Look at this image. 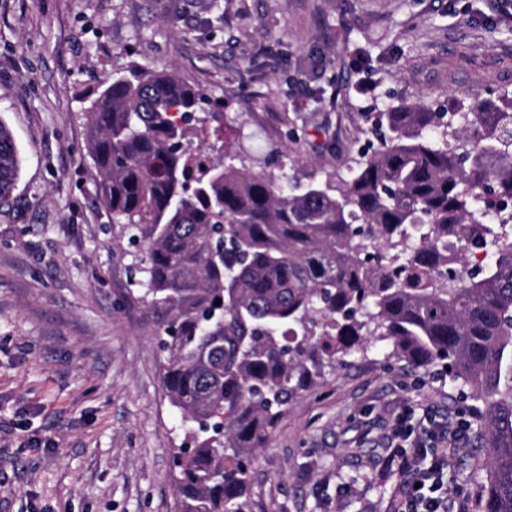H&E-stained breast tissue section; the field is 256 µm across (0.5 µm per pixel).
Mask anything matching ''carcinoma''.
Returning <instances> with one entry per match:
<instances>
[{"label":"carcinoma","mask_w":512,"mask_h":512,"mask_svg":"<svg viewBox=\"0 0 512 512\" xmlns=\"http://www.w3.org/2000/svg\"><path fill=\"white\" fill-rule=\"evenodd\" d=\"M201 101L133 68L86 109L101 200L147 245L165 391L210 426L177 460L179 512H249L253 455L309 366L368 336L484 402L478 507L512 512V101L394 106L350 178L303 188L193 146ZM20 169L0 120V202Z\"/></svg>","instance_id":"1"}]
</instances>
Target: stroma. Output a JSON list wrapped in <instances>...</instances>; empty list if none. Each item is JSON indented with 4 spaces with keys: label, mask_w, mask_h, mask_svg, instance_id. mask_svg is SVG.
<instances>
[{
    "label": "stroma",
    "mask_w": 512,
    "mask_h": 512,
    "mask_svg": "<svg viewBox=\"0 0 512 512\" xmlns=\"http://www.w3.org/2000/svg\"><path fill=\"white\" fill-rule=\"evenodd\" d=\"M132 66L204 93L208 144L305 184L348 176L368 113L512 99V0H0V121L22 159L0 205V512H179L186 430L136 284L143 252L88 152L86 107ZM472 407L448 374L368 341L276 419L249 508L385 512L392 418ZM486 454L468 442L444 478L462 512Z\"/></svg>",
    "instance_id": "35a3bbf8"
}]
</instances>
